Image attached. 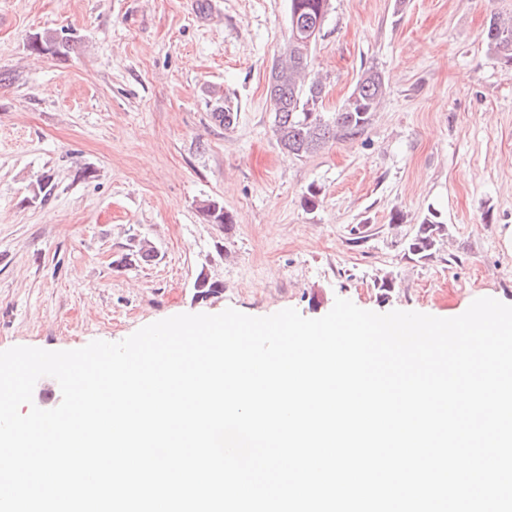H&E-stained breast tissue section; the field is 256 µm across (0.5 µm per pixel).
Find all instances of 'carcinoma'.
Wrapping results in <instances>:
<instances>
[{
  "label": "carcinoma",
  "instance_id": "carcinoma-1",
  "mask_svg": "<svg viewBox=\"0 0 512 512\" xmlns=\"http://www.w3.org/2000/svg\"><path fill=\"white\" fill-rule=\"evenodd\" d=\"M330 0H289V29L286 46L275 61L269 80L270 99L274 104V128L282 153L288 156L312 155L333 140L352 139L369 123L372 113L385 92L380 72L365 70L353 92L341 109L330 118L318 111L322 101L323 85L309 77V53L318 35L314 34L319 21H325ZM487 50L493 56L512 66V18L498 14L489 18L485 30ZM66 42L52 33L36 36L30 49L60 54ZM200 211L210 224L229 228L232 217L224 212V205L215 200L205 202ZM445 224L435 212H428L416 232L404 242V250L419 258H426L435 249ZM131 263H149L158 257L156 247L145 240L133 245L128 252Z\"/></svg>",
  "mask_w": 512,
  "mask_h": 512
}]
</instances>
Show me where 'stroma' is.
I'll return each mask as SVG.
<instances>
[{"label": "stroma", "instance_id": "obj_1", "mask_svg": "<svg viewBox=\"0 0 512 512\" xmlns=\"http://www.w3.org/2000/svg\"><path fill=\"white\" fill-rule=\"evenodd\" d=\"M494 13L512 0H330L310 52L322 111L367 69L385 94L356 138L289 157L268 94L288 0H0V351L229 307L319 318L339 297L441 318L512 305V68L487 51ZM45 32L69 52L32 53ZM207 200L231 229L204 221ZM431 210L447 231L419 260L402 243ZM133 237L159 257L118 267ZM203 270L224 285L208 302Z\"/></svg>", "mask_w": 512, "mask_h": 512}]
</instances>
